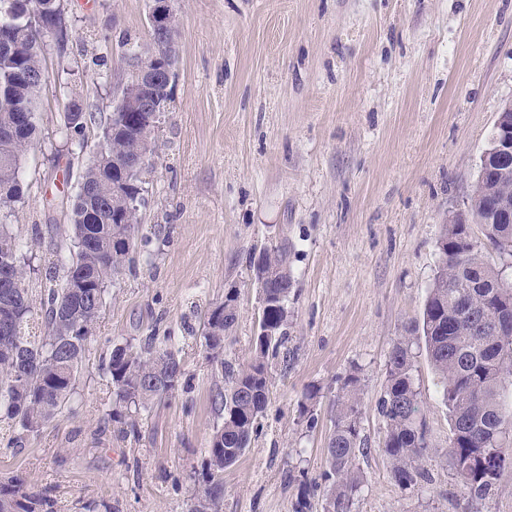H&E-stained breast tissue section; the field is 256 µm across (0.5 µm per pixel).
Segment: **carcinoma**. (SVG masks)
Instances as JSON below:
<instances>
[{"mask_svg": "<svg viewBox=\"0 0 512 512\" xmlns=\"http://www.w3.org/2000/svg\"><path fill=\"white\" fill-rule=\"evenodd\" d=\"M56 0H28L29 13L20 14L19 0H0V27L10 26L20 50L0 55V133L12 125L16 103L36 102L45 79L33 81L26 73L39 72L40 48L48 37L32 22L48 21ZM130 113L113 112L102 124L112 134L94 145L99 157L79 176L84 190L72 204L70 245L57 252L65 278L40 297L44 321L40 335L25 328L34 314L32 293L24 287L18 237L0 224V264L11 260L15 285L0 287V407L8 432L0 437V453L17 447L21 435L38 432L73 401L76 383L92 328L106 306L109 285L125 269L137 243L140 193L120 189L125 174L112 164L119 156L127 164L154 158L156 142L148 132L128 123ZM37 131L36 123L0 136V188L13 193L0 199L8 207L23 195L17 185L22 153ZM470 211L482 221L486 238L506 260H512V224L499 223L500 200L473 189ZM441 263L424 304L415 336H403L393 345L387 364L380 414L386 424L381 451L388 459L396 484L410 489L425 478L422 461L429 453L420 420V393L412 375L411 347L423 341L427 357L443 384L442 401L448 409L450 435L447 462L460 487V512H480L478 504L502 478L512 474V417L503 411L501 391L512 383V294L503 291L502 272L490 264L481 245L468 239L463 224H447L438 246ZM292 248L283 240L272 249L250 256V267L265 307L263 324L271 336H256L249 360L234 366L224 361V335L237 321L236 291L204 321L210 358L224 373L220 394L221 424L214 428L207 448L206 474L191 512H219L224 496V470L234 466L257 431L256 421L267 403L268 364L277 358L288 334V296L293 287ZM178 351L167 343L136 347L115 346L105 368L112 389L113 420L140 416L156 401L171 396L182 378ZM362 389L354 375L345 378L336 401V417L327 448V469L319 485L325 512H351L362 475L356 458L363 452L360 436ZM0 512H53L50 499L28 493L16 478L0 479Z\"/></svg>", "mask_w": 512, "mask_h": 512, "instance_id": "1", "label": "carcinoma"}]
</instances>
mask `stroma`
I'll return each instance as SVG.
<instances>
[{
    "label": "stroma",
    "mask_w": 512,
    "mask_h": 512,
    "mask_svg": "<svg viewBox=\"0 0 512 512\" xmlns=\"http://www.w3.org/2000/svg\"><path fill=\"white\" fill-rule=\"evenodd\" d=\"M65 38L46 40L38 131L22 198L0 224L22 241L40 292L66 245L89 153L60 117L80 99L95 140L131 73L153 51L149 0H62ZM172 101L144 186L133 268L109 288L76 385L0 478L17 477L56 512H190L224 379L202 335L207 310L237 291L225 361L250 355L259 290L249 257L288 240L295 283L288 336L270 363L268 403L249 448L224 472L220 512H323L336 398L364 393L351 512H457L446 463L448 410L423 345L413 376L433 449L408 490L381 451L378 411L396 341L419 321L449 216L467 208L480 158L512 101V0H174ZM171 337L184 375L137 427L112 421L103 378L113 345Z\"/></svg>",
    "instance_id": "35a3bbf8"
}]
</instances>
